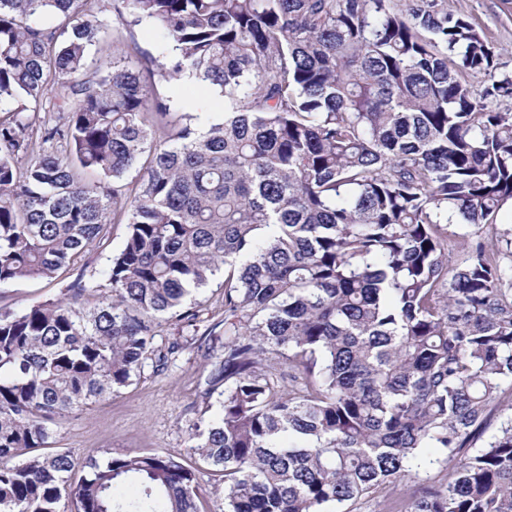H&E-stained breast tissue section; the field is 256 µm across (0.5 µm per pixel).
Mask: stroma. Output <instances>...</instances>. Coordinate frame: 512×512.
Wrapping results in <instances>:
<instances>
[{
  "label": "stroma",
  "mask_w": 512,
  "mask_h": 512,
  "mask_svg": "<svg viewBox=\"0 0 512 512\" xmlns=\"http://www.w3.org/2000/svg\"><path fill=\"white\" fill-rule=\"evenodd\" d=\"M450 6L467 15L495 47L500 72L512 73V0H450ZM162 93L197 117L199 130L223 117V96L203 83L181 80L164 86ZM126 234V225H109L107 248L83 252L74 274L87 282H101ZM63 287L60 281L19 280L0 287V305L21 308L54 299ZM203 361L202 352L186 350L167 372L145 373L138 384L73 412L57 429L60 446L78 462L91 453L103 459L142 451L186 453L190 426L206 409L198 385Z\"/></svg>",
  "instance_id": "1"
}]
</instances>
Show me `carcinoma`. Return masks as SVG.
<instances>
[{
  "label": "carcinoma",
  "mask_w": 512,
  "mask_h": 512,
  "mask_svg": "<svg viewBox=\"0 0 512 512\" xmlns=\"http://www.w3.org/2000/svg\"><path fill=\"white\" fill-rule=\"evenodd\" d=\"M166 46L87 74L108 0H0V286L125 224L106 284L0 307V512H512V74L448 0H118ZM46 17L54 27L42 23ZM464 73L487 78L480 99ZM224 96L199 133L158 82ZM139 169L131 186L126 174ZM486 240L448 252V226ZM224 317L198 334L209 278ZM177 338L165 343V332ZM206 346L180 453L88 456L54 418ZM436 454L447 474L417 488ZM139 492L130 497L125 488Z\"/></svg>",
  "instance_id": "carcinoma-1"
}]
</instances>
